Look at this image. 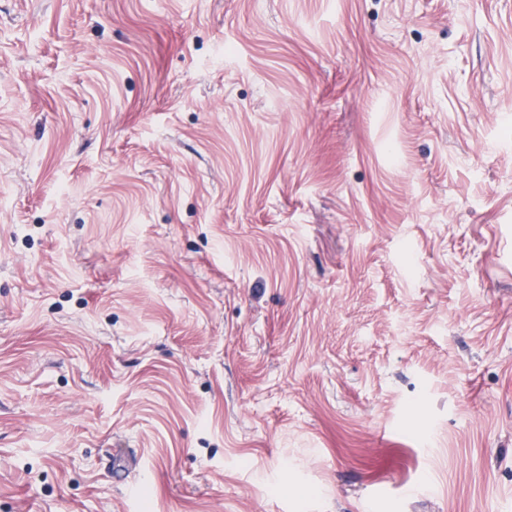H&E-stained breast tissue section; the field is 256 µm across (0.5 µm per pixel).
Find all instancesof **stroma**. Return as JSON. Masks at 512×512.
I'll return each instance as SVG.
<instances>
[{"instance_id": "1", "label": "stroma", "mask_w": 512, "mask_h": 512, "mask_svg": "<svg viewBox=\"0 0 512 512\" xmlns=\"http://www.w3.org/2000/svg\"><path fill=\"white\" fill-rule=\"evenodd\" d=\"M0 512H512V0H0Z\"/></svg>"}]
</instances>
